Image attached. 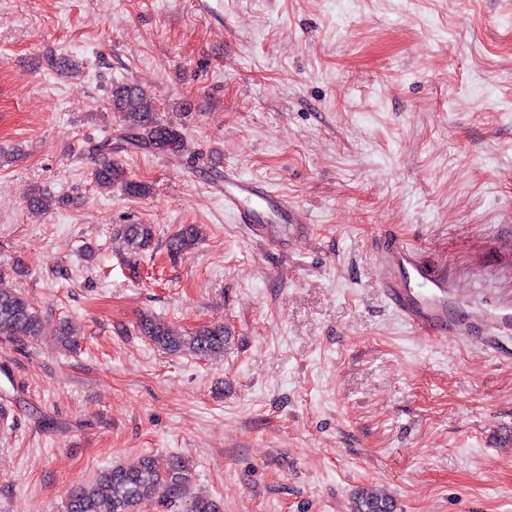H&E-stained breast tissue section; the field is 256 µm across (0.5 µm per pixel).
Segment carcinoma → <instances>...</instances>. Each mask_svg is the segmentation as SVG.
<instances>
[{"mask_svg":"<svg viewBox=\"0 0 512 512\" xmlns=\"http://www.w3.org/2000/svg\"><path fill=\"white\" fill-rule=\"evenodd\" d=\"M111 105L120 122V145H112L109 137L96 148L100 160L93 170L95 183L104 191L119 186L129 196H146L149 186L129 178L119 163L112 161V155L128 149L180 154L186 148L185 135L174 124L161 120L155 99L138 85L112 83ZM69 201L67 195L35 192L28 199V208L48 214ZM117 235L139 251L152 243L154 228L150 224H125ZM202 237L199 225L186 224L169 239L168 251L173 257L180 256L194 249ZM136 330L171 354L189 351L201 357H218L224 355L229 340L222 325H200L183 333L148 314L139 318ZM41 331V316L29 299L15 288L0 286V335L35 340ZM193 481L192 466L185 458L174 455L161 468L146 456L135 466L116 464L101 470L93 480L74 486L66 512H140L142 504L155 498L172 506L182 502L185 512H222L210 496L191 493ZM393 508L389 497L368 490L361 491L354 502V512H393Z\"/></svg>","mask_w":512,"mask_h":512,"instance_id":"1","label":"carcinoma"}]
</instances>
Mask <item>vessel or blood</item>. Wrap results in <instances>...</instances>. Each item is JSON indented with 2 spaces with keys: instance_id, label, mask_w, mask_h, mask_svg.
<instances>
[{
  "instance_id": "vessel-or-blood-1",
  "label": "vessel or blood",
  "mask_w": 512,
  "mask_h": 512,
  "mask_svg": "<svg viewBox=\"0 0 512 512\" xmlns=\"http://www.w3.org/2000/svg\"><path fill=\"white\" fill-rule=\"evenodd\" d=\"M217 183L224 210L247 225L266 244L287 247L306 239L311 224L305 209L273 191L269 184L221 170ZM379 284L400 318L422 338L436 340L455 334L467 340L491 333L512 332V302L466 308L457 321L448 319V268L426 264L412 246L388 238L377 247Z\"/></svg>"
}]
</instances>
